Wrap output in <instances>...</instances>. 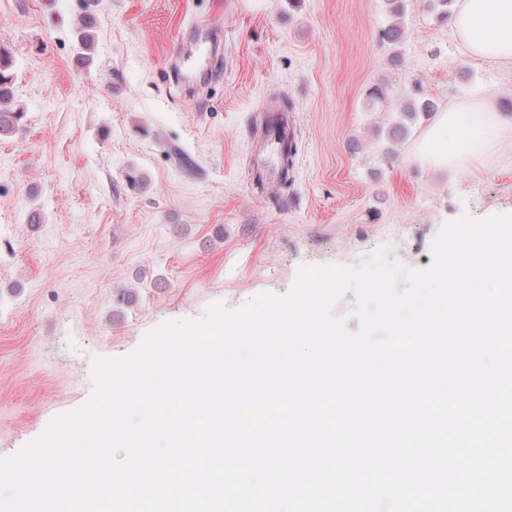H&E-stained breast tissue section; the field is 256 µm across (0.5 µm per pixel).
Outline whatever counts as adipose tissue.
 <instances>
[{
  "label": "adipose tissue",
  "instance_id": "ef3b65f1",
  "mask_svg": "<svg viewBox=\"0 0 512 512\" xmlns=\"http://www.w3.org/2000/svg\"><path fill=\"white\" fill-rule=\"evenodd\" d=\"M452 30L469 55L489 62L512 61V0H459ZM494 94L451 109L435 121L419 148V158L433 167L473 161L478 146L496 137Z\"/></svg>",
  "mask_w": 512,
  "mask_h": 512
}]
</instances>
